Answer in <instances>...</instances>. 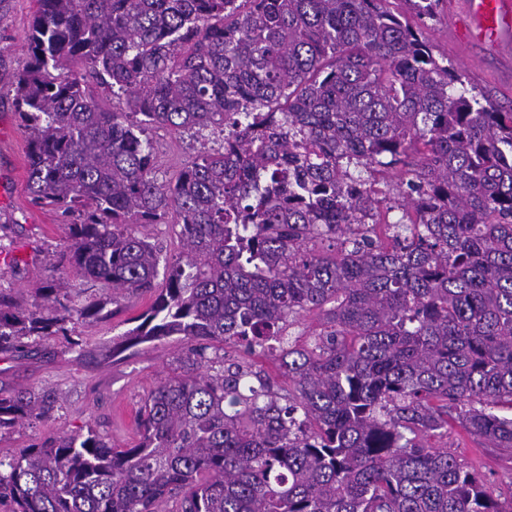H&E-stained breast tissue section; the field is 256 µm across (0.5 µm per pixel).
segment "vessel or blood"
I'll list each match as a JSON object with an SVG mask.
<instances>
[{
	"label": "vessel or blood",
	"mask_w": 512,
	"mask_h": 512,
	"mask_svg": "<svg viewBox=\"0 0 512 512\" xmlns=\"http://www.w3.org/2000/svg\"><path fill=\"white\" fill-rule=\"evenodd\" d=\"M457 42H482L512 47V0H464V10L453 27Z\"/></svg>",
	"instance_id": "obj_1"
}]
</instances>
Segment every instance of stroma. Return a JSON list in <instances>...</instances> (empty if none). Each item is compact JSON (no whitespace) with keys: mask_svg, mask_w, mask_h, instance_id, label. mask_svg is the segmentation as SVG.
Instances as JSON below:
<instances>
[{"mask_svg":"<svg viewBox=\"0 0 512 512\" xmlns=\"http://www.w3.org/2000/svg\"><path fill=\"white\" fill-rule=\"evenodd\" d=\"M457 0H441L427 34L437 56L463 72L468 86L484 93L502 111L512 110V59L477 44L461 45L448 35ZM35 0H0V255L22 251L19 264L0 263V286L20 306L39 312L40 283L63 275L60 259L69 245L68 217L32 203L27 188V142L14 107V86L28 62V35ZM150 135L157 149L160 178L175 179L193 154L188 141L163 129ZM69 295L85 302L105 300L103 319L73 318L66 335L24 340L20 349L0 351V397L19 390L52 391L58 396L51 417L0 430V457L9 458L33 444L95 429L113 447L130 448L138 439L136 412L160 378L171 372L183 351L179 337L138 344L113 355V342L138 324L149 297L112 296L102 283L75 276ZM448 450L474 467L493 487L505 488L512 476V456L485 448L461 429L449 430Z\"/></svg>","mask_w":512,"mask_h":512,"instance_id":"35a3bbf8","label":"stroma"}]
</instances>
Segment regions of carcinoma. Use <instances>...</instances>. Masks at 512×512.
<instances>
[{
  "label": "carcinoma",
  "instance_id": "obj_1",
  "mask_svg": "<svg viewBox=\"0 0 512 512\" xmlns=\"http://www.w3.org/2000/svg\"><path fill=\"white\" fill-rule=\"evenodd\" d=\"M390 2L37 0L14 98L31 198L77 214V275L156 293L112 355L185 353L134 447L90 428L0 458L14 512H512L425 442L457 426L512 453V109L433 53L440 0H404L415 23ZM152 128L200 144L173 181ZM170 217L173 255L144 232ZM61 289L38 315L0 289V347L100 318ZM55 407L1 397L0 429Z\"/></svg>",
  "mask_w": 512,
  "mask_h": 512
}]
</instances>
